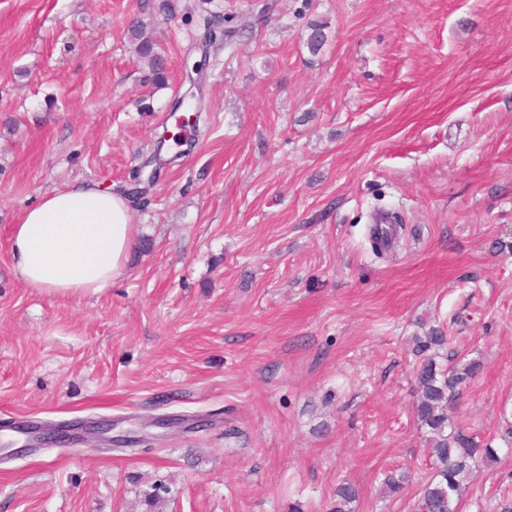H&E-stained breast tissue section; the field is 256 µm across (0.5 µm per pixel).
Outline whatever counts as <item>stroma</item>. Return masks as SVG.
<instances>
[{
    "mask_svg": "<svg viewBox=\"0 0 512 512\" xmlns=\"http://www.w3.org/2000/svg\"><path fill=\"white\" fill-rule=\"evenodd\" d=\"M0 0V512H410L434 472L419 338L479 372L453 421L496 448L461 512L512 502V0ZM167 62L154 84L128 34ZM326 23L310 54L308 24ZM201 65L203 134L160 137ZM129 200L110 288L15 274L11 229L88 182ZM399 217L376 257L374 213ZM139 438L17 454V423ZM405 468L400 498L385 472Z\"/></svg>",
    "mask_w": 512,
    "mask_h": 512,
    "instance_id": "1",
    "label": "stroma"
}]
</instances>
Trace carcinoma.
Wrapping results in <instances>:
<instances>
[{"label":"carcinoma","instance_id":"cac0c4a2","mask_svg":"<svg viewBox=\"0 0 512 512\" xmlns=\"http://www.w3.org/2000/svg\"><path fill=\"white\" fill-rule=\"evenodd\" d=\"M220 19L221 16L213 13L203 18V40L206 44H212L218 32L224 41L233 36L231 30L218 29ZM309 29L307 47L311 54L316 55L326 43L325 25L311 22ZM130 38L136 41L138 59L148 65L152 80L157 84L165 83V64L155 43L144 36L138 25L131 27ZM448 343L449 337L440 328L418 341L422 361L416 371L418 398L415 413L420 427L429 434L431 452L437 464L435 473L419 485L413 512H461V489L470 480L476 461L498 458L496 449L488 445L479 447L473 438L453 426L449 410L456 388L473 376L478 364L471 362L461 369L449 370L438 367L428 351ZM408 481L409 476L404 472L386 475L383 481L385 493L392 496L400 494ZM336 497L333 512H348V505L357 497L355 486L349 482L340 484L336 488Z\"/></svg>","mask_w":512,"mask_h":512}]
</instances>
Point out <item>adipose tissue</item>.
Here are the masks:
<instances>
[{"instance_id": "ef3b65f1", "label": "adipose tissue", "mask_w": 512, "mask_h": 512, "mask_svg": "<svg viewBox=\"0 0 512 512\" xmlns=\"http://www.w3.org/2000/svg\"><path fill=\"white\" fill-rule=\"evenodd\" d=\"M134 244L126 199L95 185L41 196L12 228L11 255L30 288L61 298L101 294L125 270Z\"/></svg>"}]
</instances>
